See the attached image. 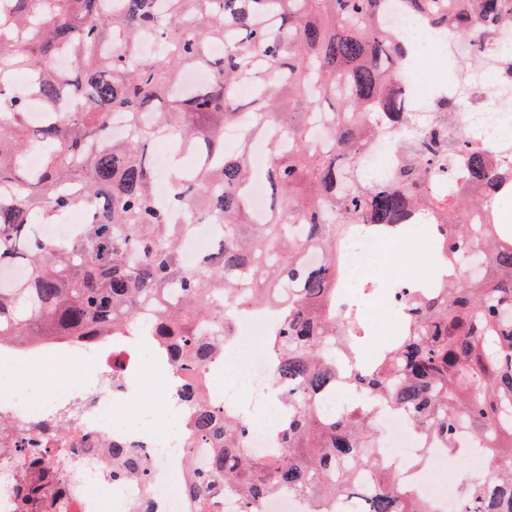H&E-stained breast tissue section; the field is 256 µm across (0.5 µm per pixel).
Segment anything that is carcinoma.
Segmentation results:
<instances>
[{"label": "carcinoma", "mask_w": 512, "mask_h": 512, "mask_svg": "<svg viewBox=\"0 0 512 512\" xmlns=\"http://www.w3.org/2000/svg\"><path fill=\"white\" fill-rule=\"evenodd\" d=\"M0 16V74L37 75L29 95L0 85V272L23 264L27 276L0 287V344L29 350L95 336H145L174 365L213 362L234 335L233 316L278 309L267 337L273 385L285 411L279 454H251L248 419L212 404L191 382L181 400L196 410L191 437L215 448L188 488L194 512H217L218 490L260 512L281 490L312 512H434L382 463L372 415L313 407L340 382L404 411L426 437L459 453L467 429L491 463L466 479L461 512H512V224L493 202L512 200V165L492 168L485 148L456 126L460 104L445 95L439 112L417 122L402 107L399 73L412 46L385 16L389 0H9ZM430 27L475 42L468 65L512 25V0H399ZM150 36L156 52L139 57ZM66 72L56 69L61 54ZM209 70L203 90L181 88L189 66ZM254 86L250 99L235 93ZM51 108L30 123L28 97ZM127 134L111 136V117ZM239 141L225 143L228 128ZM410 130L394 143L398 166L386 175L358 167L382 134ZM190 167L170 166L165 202L154 195L150 152L159 140ZM268 147V184L282 208L257 224L249 200L252 143ZM41 163L32 168L28 155ZM82 210L86 223L63 242L38 235ZM184 222L175 224L170 213ZM483 224H470L469 214ZM221 231L217 252L185 266L181 241L198 216ZM426 225L436 251L469 275L438 272L404 302L401 329L362 361V325L342 312L336 284L346 242L412 219ZM314 248L321 262L300 253ZM112 482L147 479L150 463L132 449H108ZM374 480L355 483L360 471ZM59 471L51 448L23 471L15 512H55L48 485Z\"/></svg>", "instance_id": "1"}]
</instances>
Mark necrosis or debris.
Wrapping results in <instances>:
<instances>
[{"instance_id": "4bbe7bcc", "label": "necrosis or debris", "mask_w": 512, "mask_h": 512, "mask_svg": "<svg viewBox=\"0 0 512 512\" xmlns=\"http://www.w3.org/2000/svg\"><path fill=\"white\" fill-rule=\"evenodd\" d=\"M387 22L416 46L404 71L405 107L410 112L429 111L436 93L418 85L420 69L438 57L468 56L469 43L437 32L418 16L403 12L395 2L390 6ZM453 93L461 105L457 117L461 131L490 146L491 159H512V138L507 135L512 129V68L504 65L496 52H486L479 72L456 86ZM381 243L397 253L426 248L423 241L413 238L407 225L389 230L381 238H354L344 248L339 296L346 308L362 314L371 307L383 308L394 322L415 279L397 276L389 286L379 288L373 261ZM276 324V317L258 308L240 314L235 327L236 344L229 346L212 367L196 375L162 358H146L134 340L124 350H113L111 340L104 336L86 359L88 373L74 368L52 387H34L20 376L22 353L1 351L0 512H12L14 508L18 476L27 466L28 452L43 448L55 449L60 460L58 482L65 489L57 501L60 512H104L99 489L111 486L112 475L100 449L117 440L126 441L152 464L147 484L122 482L125 507H132L145 496L152 512H192V501L185 491L189 474L204 468L213 450L208 443L197 441L190 447L180 446L176 453L165 452L164 435L149 425L150 420L156 419V411L136 398L132 383L146 367L158 369L160 375L154 387L182 419L192 409L180 401L178 393L192 377L204 381L210 401L220 407L240 408L239 393L247 391L252 404L262 406L265 417L264 424L251 425L249 446L254 454L267 456L278 418V401L272 394L271 355L264 338ZM219 369L228 374L227 383L222 385L213 377ZM355 398L377 421L384 459L405 475H413L411 460L422 446L421 432L407 415L369 393L357 391ZM118 409L137 416V423L115 420ZM430 458L427 477L415 482L413 490L420 498L437 502L443 512H455L458 473L443 449H432Z\"/></svg>"}]
</instances>
